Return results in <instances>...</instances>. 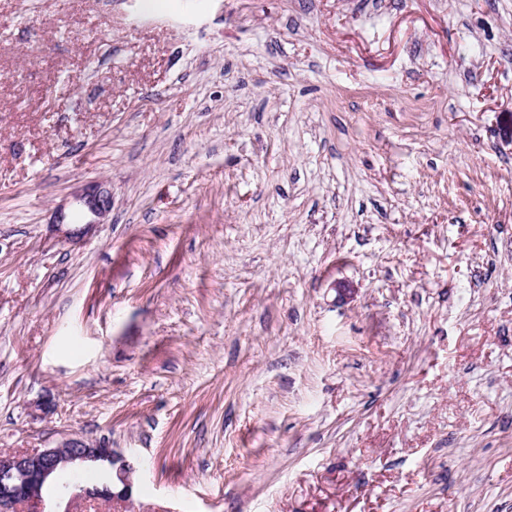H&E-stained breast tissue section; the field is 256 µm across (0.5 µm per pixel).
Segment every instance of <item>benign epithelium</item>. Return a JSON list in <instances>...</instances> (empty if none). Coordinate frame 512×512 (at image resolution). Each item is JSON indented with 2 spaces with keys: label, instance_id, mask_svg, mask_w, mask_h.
<instances>
[{
  "label": "benign epithelium",
  "instance_id": "obj_1",
  "mask_svg": "<svg viewBox=\"0 0 512 512\" xmlns=\"http://www.w3.org/2000/svg\"><path fill=\"white\" fill-rule=\"evenodd\" d=\"M112 211V189L96 182L75 195L74 218L59 210L54 226L80 224L78 232L66 233L72 241L89 233ZM97 468L99 481L89 487L80 474L84 467ZM135 466L111 448L82 439H69L53 448L36 452L0 453V512H58L62 498L68 502L64 512H76L86 500L131 501Z\"/></svg>",
  "mask_w": 512,
  "mask_h": 512
}]
</instances>
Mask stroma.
I'll list each match as a JSON object with an SVG mask.
<instances>
[{
    "mask_svg": "<svg viewBox=\"0 0 512 512\" xmlns=\"http://www.w3.org/2000/svg\"><path fill=\"white\" fill-rule=\"evenodd\" d=\"M69 438L82 512H512V0H0V453ZM75 208L73 214L76 219H67L68 216L59 210L54 217V226L63 224H80L84 227L78 232H66V240L74 241L89 231L96 224H102V221L112 210V189L107 182H96L76 194Z\"/></svg>",
    "mask_w": 512,
    "mask_h": 512,
    "instance_id": "stroma-1",
    "label": "stroma"
}]
</instances>
